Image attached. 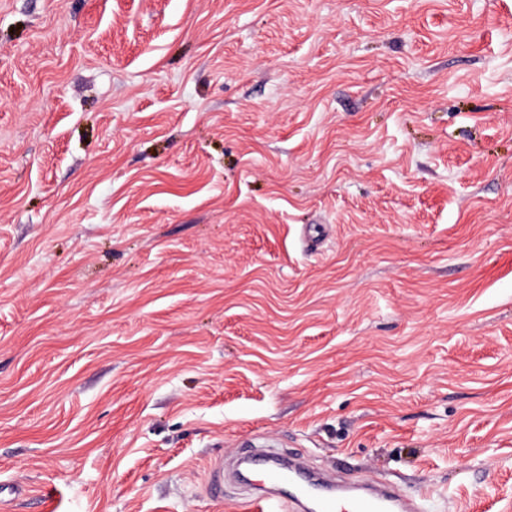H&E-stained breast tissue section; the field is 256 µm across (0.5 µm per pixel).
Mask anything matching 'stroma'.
<instances>
[{
    "label": "stroma",
    "mask_w": 512,
    "mask_h": 512,
    "mask_svg": "<svg viewBox=\"0 0 512 512\" xmlns=\"http://www.w3.org/2000/svg\"><path fill=\"white\" fill-rule=\"evenodd\" d=\"M246 440L512 512V0H0L12 512Z\"/></svg>",
    "instance_id": "35a3bbf8"
}]
</instances>
